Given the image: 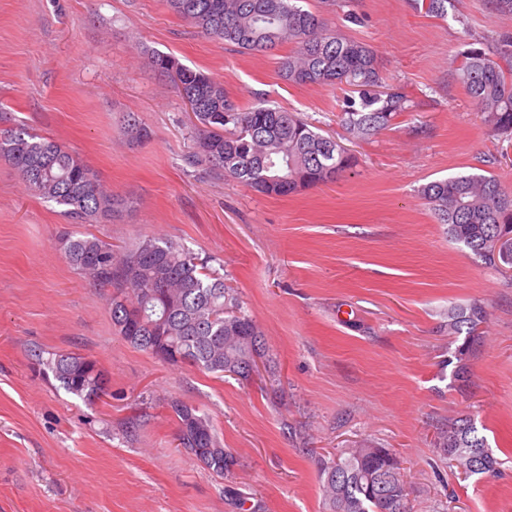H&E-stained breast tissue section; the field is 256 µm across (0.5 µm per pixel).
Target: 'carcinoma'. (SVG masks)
<instances>
[{
  "mask_svg": "<svg viewBox=\"0 0 512 512\" xmlns=\"http://www.w3.org/2000/svg\"><path fill=\"white\" fill-rule=\"evenodd\" d=\"M174 14L204 36L243 52L288 44L280 61L285 80L299 86L345 84L359 90L361 106L350 100L340 122L354 138L369 140L406 110L403 94L377 91L383 78L374 51L328 27L301 0H166ZM499 58L512 60V33L496 38ZM151 63L170 78L179 94L195 95L201 106L195 119L190 168L202 167L217 179H235L255 191L285 196L301 188L327 184L351 168L354 157L328 146L336 140L295 112L269 106L241 107L209 75L155 53ZM493 136H512V72L479 50L462 55L455 69ZM125 132L142 142L149 129L140 119L127 120ZM0 159L8 161L37 195L62 207L72 224L115 217L129 202L106 191L95 172L60 143L36 133L0 130ZM448 237L470 250L488 267H512V250L495 252L500 238L512 236V191L493 175L462 173L432 181L421 190ZM65 254L87 279L112 289V324L130 346L161 356L170 364L189 363L223 374L264 357V333L248 315L220 272L192 251L166 239L146 236L116 250L85 233L65 244ZM484 306H448V335L466 334L454 351L456 377L466 378L467 361L486 322ZM62 387L80 397L98 396L97 364L72 353L47 361ZM178 420L179 446L213 473L224 476L235 465L233 453L218 440L208 415L180 401L170 403ZM436 447L452 452L456 466L469 475L498 472V459L469 416L448 420ZM374 458V447L346 448L323 463L322 493L326 512H411L406 476L390 450Z\"/></svg>",
  "mask_w": 512,
  "mask_h": 512,
  "instance_id": "cac0c4a2",
  "label": "carcinoma"
}]
</instances>
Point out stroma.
Masks as SVG:
<instances>
[{
	"instance_id": "obj_1",
	"label": "stroma",
	"mask_w": 512,
	"mask_h": 512,
	"mask_svg": "<svg viewBox=\"0 0 512 512\" xmlns=\"http://www.w3.org/2000/svg\"><path fill=\"white\" fill-rule=\"evenodd\" d=\"M307 0L374 51L408 108L368 141L339 122L347 87L296 86L289 46L244 53L203 36L166 0H0V110L7 127L63 144L131 210L67 223L0 159V512H323L320 461L360 443L390 448L413 512H512V272L448 240L422 187L464 172L512 188V139L488 135L456 59L512 32L489 0ZM210 74L240 106L299 113L350 150L335 182L267 196L188 172L194 117L151 52ZM136 114L151 136L129 142ZM82 231L117 247L165 238L224 266L261 325L269 361L252 380L171 365L118 336L109 289L63 253ZM489 317L457 388L450 303ZM95 360L110 391L68 393L46 362ZM212 420L237 464L219 476L177 446L168 404ZM464 414L501 462L460 474L436 448Z\"/></svg>"
}]
</instances>
